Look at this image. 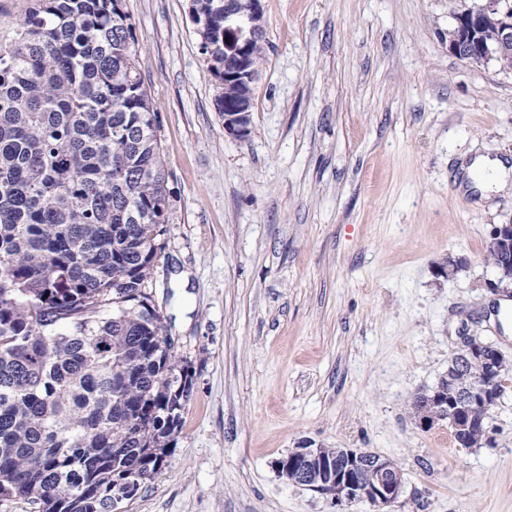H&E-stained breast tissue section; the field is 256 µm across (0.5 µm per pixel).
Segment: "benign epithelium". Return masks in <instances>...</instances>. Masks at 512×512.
<instances>
[{"label":"benign epithelium","mask_w":512,"mask_h":512,"mask_svg":"<svg viewBox=\"0 0 512 512\" xmlns=\"http://www.w3.org/2000/svg\"><path fill=\"white\" fill-rule=\"evenodd\" d=\"M482 12L499 15L496 42L484 39L482 19L479 15L465 11L455 17V29L448 38V50L461 59L480 64H489L497 54L512 47V0H484ZM264 35V15L259 0H250L245 10L224 11V51L239 59L238 71H224V85H235L239 90L238 101L224 107V132L244 141L251 132L253 106V84L257 73L250 66V51L253 44ZM491 246L501 258L499 269L512 277V224H501L491 234ZM459 356H478L482 359V371L471 379L466 392L456 398L458 409L467 413L487 414L496 405L501 392L495 388L499 374L498 360L504 359L500 350L464 336L456 349ZM436 411L419 412L417 425L423 430L440 427L448 419V394L434 395ZM273 467L279 473L294 472L306 482H321L322 492L333 496L339 512L351 504L367 503L376 508L395 503L402 493L403 480L392 460L358 449H348L344 462L336 465L324 459L315 448H307L299 455L287 454L276 459Z\"/></svg>","instance_id":"7a95c632"}]
</instances>
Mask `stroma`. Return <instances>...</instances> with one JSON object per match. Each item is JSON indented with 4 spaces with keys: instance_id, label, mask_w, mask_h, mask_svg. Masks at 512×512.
Instances as JSON below:
<instances>
[{
    "instance_id": "35a3bbf8",
    "label": "stroma",
    "mask_w": 512,
    "mask_h": 512,
    "mask_svg": "<svg viewBox=\"0 0 512 512\" xmlns=\"http://www.w3.org/2000/svg\"><path fill=\"white\" fill-rule=\"evenodd\" d=\"M475 2L261 0L240 141L189 0H124L168 175L153 292L193 375L174 451L125 512H336L273 467L306 441L393 460L383 512H512V371L480 446L408 410L461 337L512 361L486 260L512 188L459 189L476 155L512 156V72L448 50Z\"/></svg>"
}]
</instances>
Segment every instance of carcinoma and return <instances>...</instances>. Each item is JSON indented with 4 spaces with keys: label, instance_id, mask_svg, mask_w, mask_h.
I'll use <instances>...</instances> for the list:
<instances>
[{
    "label": "carcinoma",
    "instance_id": "cac0c4a2",
    "mask_svg": "<svg viewBox=\"0 0 512 512\" xmlns=\"http://www.w3.org/2000/svg\"><path fill=\"white\" fill-rule=\"evenodd\" d=\"M120 2L32 0L0 48V495L33 512H114L166 465L193 390L150 289L167 174ZM192 4L222 80L224 0ZM449 418L457 443L476 426Z\"/></svg>",
    "mask_w": 512,
    "mask_h": 512
}]
</instances>
